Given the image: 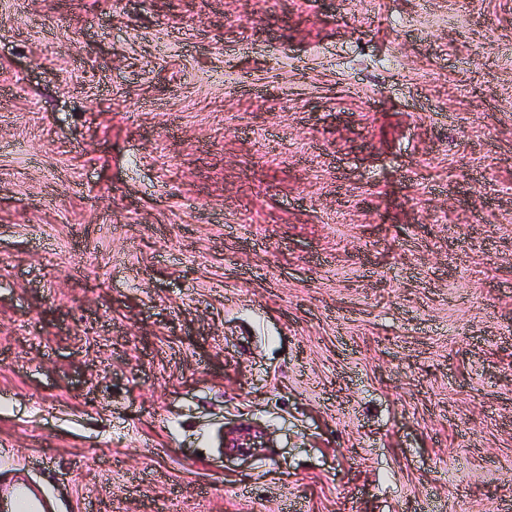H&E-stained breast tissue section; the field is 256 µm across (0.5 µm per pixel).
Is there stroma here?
<instances>
[{
  "mask_svg": "<svg viewBox=\"0 0 512 512\" xmlns=\"http://www.w3.org/2000/svg\"><path fill=\"white\" fill-rule=\"evenodd\" d=\"M21 479L512 512V0H0Z\"/></svg>",
  "mask_w": 512,
  "mask_h": 512,
  "instance_id": "1",
  "label": "stroma"
}]
</instances>
